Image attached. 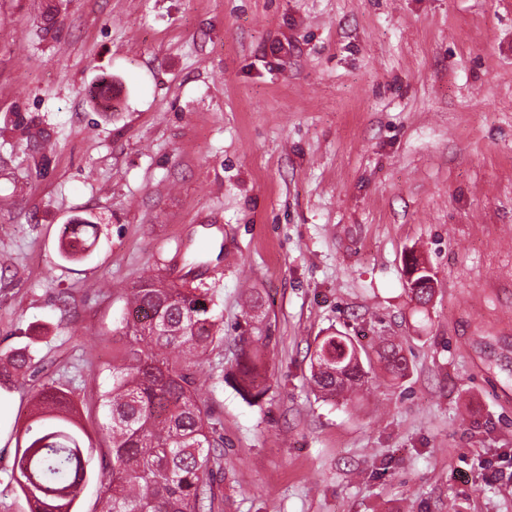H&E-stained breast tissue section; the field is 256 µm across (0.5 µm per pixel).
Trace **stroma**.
Returning a JSON list of instances; mask_svg holds the SVG:
<instances>
[{
  "mask_svg": "<svg viewBox=\"0 0 512 512\" xmlns=\"http://www.w3.org/2000/svg\"><path fill=\"white\" fill-rule=\"evenodd\" d=\"M20 186L0 353L38 371L0 381V512H29L11 473L45 381L106 454L99 396L151 274L223 314L198 376L212 512H512V0H0V198ZM90 216L92 256L62 260ZM336 331L389 337L406 376L321 397L309 353ZM259 337L254 403L228 376ZM98 224L84 221L82 224H66L58 240L59 256L69 262H82L92 253L98 236ZM433 281V276L428 268L427 271L424 268V272L418 273L412 280H408V292L411 299L423 307L426 306L432 297L433 287L431 283ZM417 285H421V288H416Z\"/></svg>",
  "mask_w": 512,
  "mask_h": 512,
  "instance_id": "stroma-1",
  "label": "stroma"
}]
</instances>
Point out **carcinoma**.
Here are the masks:
<instances>
[{"instance_id": "obj_1", "label": "carcinoma", "mask_w": 512, "mask_h": 512, "mask_svg": "<svg viewBox=\"0 0 512 512\" xmlns=\"http://www.w3.org/2000/svg\"><path fill=\"white\" fill-rule=\"evenodd\" d=\"M98 225L64 226L59 256L82 262L92 253ZM430 271L408 281L411 299L426 306L433 292ZM128 315L152 312V319L125 324L124 342L112 356V385L101 394L110 442L100 463V512H202L212 499L213 466L224 447L223 435L208 422L197 393L196 375L203 356L221 336L222 315L208 288H179L159 278L142 279L128 298ZM346 357L343 376L316 369L325 347ZM356 346L341 333L315 338L310 357L311 382L323 396L353 394L367 371L354 357ZM377 361L394 379L405 376L407 360L387 338L374 347ZM260 350L240 348L234 381L245 398L260 399ZM35 371L29 347L0 354V379L18 383ZM74 414L68 392L45 383L35 395L31 419L17 446L12 480L30 512H75L80 486L92 473L96 449Z\"/></svg>"}]
</instances>
